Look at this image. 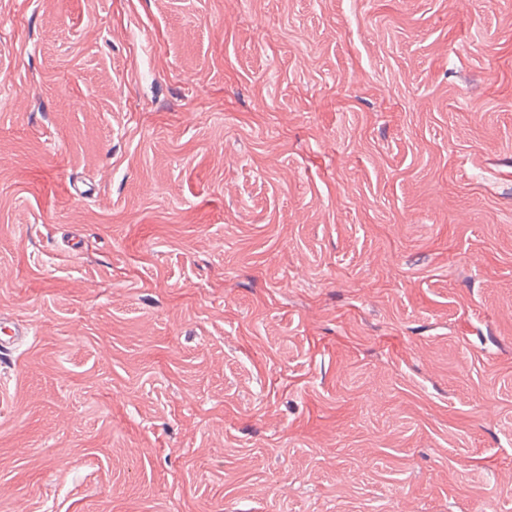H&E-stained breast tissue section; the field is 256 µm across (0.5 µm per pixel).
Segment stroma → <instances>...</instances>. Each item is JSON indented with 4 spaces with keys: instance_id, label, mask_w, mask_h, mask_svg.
Instances as JSON below:
<instances>
[{
    "instance_id": "stroma-1",
    "label": "stroma",
    "mask_w": 512,
    "mask_h": 512,
    "mask_svg": "<svg viewBox=\"0 0 512 512\" xmlns=\"http://www.w3.org/2000/svg\"><path fill=\"white\" fill-rule=\"evenodd\" d=\"M0 312V512H512V0H0ZM30 336V328L24 321L6 319L0 315V348L19 347Z\"/></svg>"
}]
</instances>
